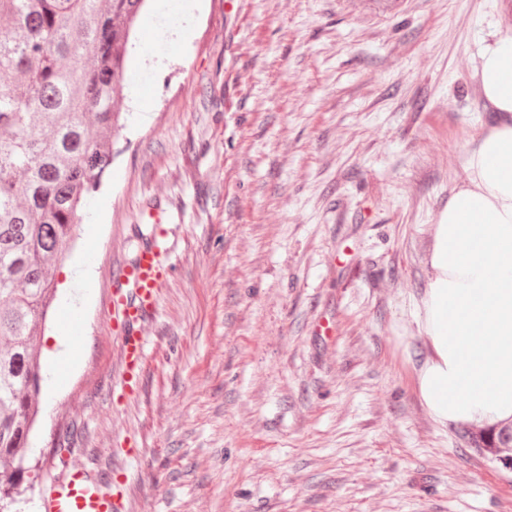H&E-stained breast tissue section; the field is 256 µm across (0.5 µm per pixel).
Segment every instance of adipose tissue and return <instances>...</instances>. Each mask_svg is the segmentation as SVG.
I'll use <instances>...</instances> for the list:
<instances>
[{
	"label": "adipose tissue",
	"mask_w": 512,
	"mask_h": 512,
	"mask_svg": "<svg viewBox=\"0 0 512 512\" xmlns=\"http://www.w3.org/2000/svg\"><path fill=\"white\" fill-rule=\"evenodd\" d=\"M476 77L491 119L434 227L418 306L417 390L444 429L512 422V35L483 47Z\"/></svg>",
	"instance_id": "ef3b65f1"
}]
</instances>
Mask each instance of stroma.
Here are the masks:
<instances>
[{"mask_svg": "<svg viewBox=\"0 0 512 512\" xmlns=\"http://www.w3.org/2000/svg\"><path fill=\"white\" fill-rule=\"evenodd\" d=\"M507 34L512 0H151L105 216L55 271L88 303L84 355L40 395L22 512H45L70 426L128 512H512V469L415 385L433 226L490 118L478 54ZM152 208L172 275L124 400L112 269Z\"/></svg>", "mask_w": 512, "mask_h": 512, "instance_id": "35a3bbf8", "label": "stroma"}]
</instances>
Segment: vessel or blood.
I'll list each match as a JSON object with an SVG mask.
<instances>
[{"instance_id": "1", "label": "vessel or blood", "mask_w": 512, "mask_h": 512, "mask_svg": "<svg viewBox=\"0 0 512 512\" xmlns=\"http://www.w3.org/2000/svg\"><path fill=\"white\" fill-rule=\"evenodd\" d=\"M167 252L165 233H157L150 245L140 246L131 261L120 263L112 272V318L121 328L118 341L123 359L117 387L128 398L135 392L144 357L140 325L154 313L159 290L172 274ZM47 512H127L125 485L106 484L82 467H65Z\"/></svg>"}]
</instances>
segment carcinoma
I'll return each instance as SVG.
<instances>
[{"label":"carcinoma","mask_w":512,"mask_h":512,"mask_svg":"<svg viewBox=\"0 0 512 512\" xmlns=\"http://www.w3.org/2000/svg\"><path fill=\"white\" fill-rule=\"evenodd\" d=\"M147 0H0V512H17L43 375L39 328L80 211L112 164V94ZM503 431L479 448H507Z\"/></svg>","instance_id":"obj_1"}]
</instances>
